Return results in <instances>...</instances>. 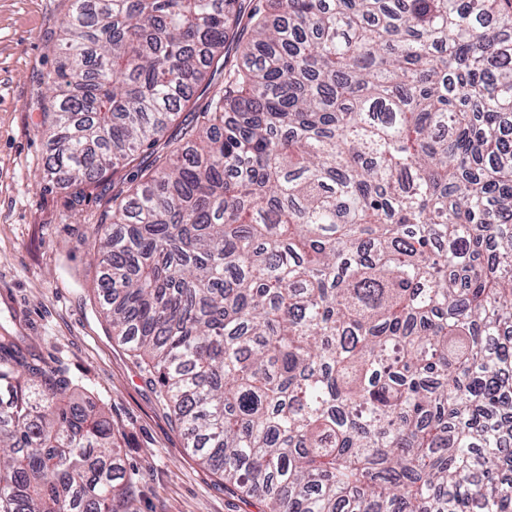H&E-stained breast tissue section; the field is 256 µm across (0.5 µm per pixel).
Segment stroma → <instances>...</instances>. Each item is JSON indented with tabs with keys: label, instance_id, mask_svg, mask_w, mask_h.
I'll list each match as a JSON object with an SVG mask.
<instances>
[{
	"label": "stroma",
	"instance_id": "1",
	"mask_svg": "<svg viewBox=\"0 0 512 512\" xmlns=\"http://www.w3.org/2000/svg\"><path fill=\"white\" fill-rule=\"evenodd\" d=\"M71 0H0V322L20 318L48 362L66 364L112 421L140 512H257L189 455L154 375L112 336L94 301L93 224L109 195L81 206L46 171L49 87Z\"/></svg>",
	"mask_w": 512,
	"mask_h": 512
}]
</instances>
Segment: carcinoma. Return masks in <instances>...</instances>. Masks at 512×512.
Masks as SVG:
<instances>
[{
    "label": "carcinoma",
    "instance_id": "1",
    "mask_svg": "<svg viewBox=\"0 0 512 512\" xmlns=\"http://www.w3.org/2000/svg\"><path fill=\"white\" fill-rule=\"evenodd\" d=\"M510 33L512 0H72L50 174L112 180L101 312L258 512H512ZM76 390L0 326V512H137Z\"/></svg>",
    "mask_w": 512,
    "mask_h": 512
}]
</instances>
